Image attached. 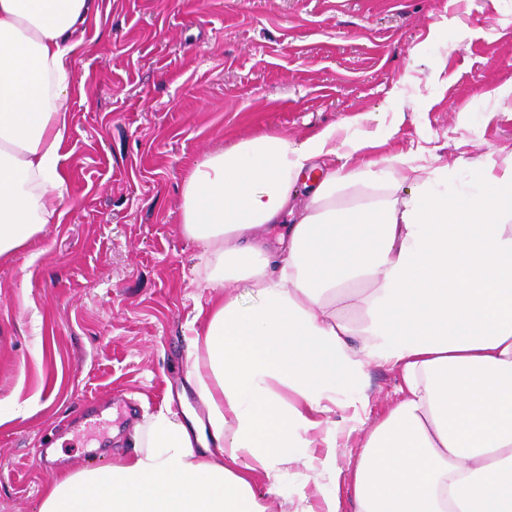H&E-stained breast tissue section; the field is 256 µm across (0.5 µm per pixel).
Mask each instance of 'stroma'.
Here are the masks:
<instances>
[{"label":"stroma","mask_w":512,"mask_h":512,"mask_svg":"<svg viewBox=\"0 0 512 512\" xmlns=\"http://www.w3.org/2000/svg\"><path fill=\"white\" fill-rule=\"evenodd\" d=\"M61 221L0 258V512H38L64 469L132 453L135 425L206 409L190 377L205 350L196 306L208 261L181 224L182 182L209 154L262 133L303 141L337 126L362 149L512 169V0H102L73 62ZM400 383L366 370V426ZM303 462L284 500L325 504Z\"/></svg>","instance_id":"1"}]
</instances>
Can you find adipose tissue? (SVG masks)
Listing matches in <instances>:
<instances>
[{
    "instance_id": "1",
    "label": "adipose tissue",
    "mask_w": 512,
    "mask_h": 512,
    "mask_svg": "<svg viewBox=\"0 0 512 512\" xmlns=\"http://www.w3.org/2000/svg\"><path fill=\"white\" fill-rule=\"evenodd\" d=\"M101 0H0V257L43 231L61 197L73 56ZM336 129L266 133L185 177L182 224L210 256L193 375L206 420L168 411L133 429L132 454L63 470L39 512H268L305 460L326 512L338 396L366 403L368 365L398 398L362 437L352 512H512V170L476 165L481 190L418 180L407 196L373 169H336ZM286 225L270 254L265 231Z\"/></svg>"
}]
</instances>
